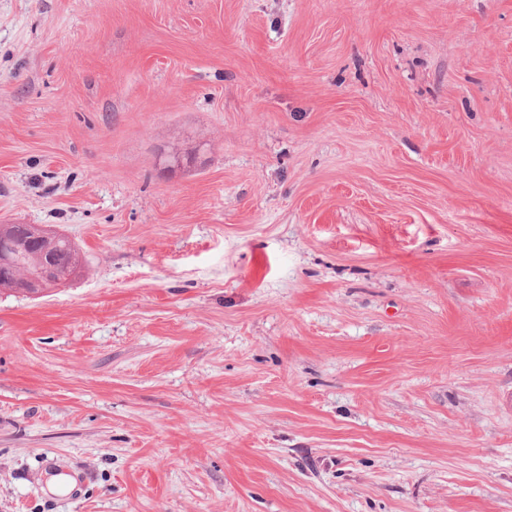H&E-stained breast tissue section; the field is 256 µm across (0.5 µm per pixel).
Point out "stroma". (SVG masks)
<instances>
[{"instance_id": "obj_1", "label": "stroma", "mask_w": 512, "mask_h": 512, "mask_svg": "<svg viewBox=\"0 0 512 512\" xmlns=\"http://www.w3.org/2000/svg\"><path fill=\"white\" fill-rule=\"evenodd\" d=\"M14 222L0 512H512V0H0ZM53 241L49 245L34 242L32 245L20 247L14 254V267L12 275L30 276L28 278L15 279L14 288L27 295L39 296L42 288H55L61 279L60 271L71 277V281L81 275L84 266L80 251L72 240L62 234L53 235ZM51 257L59 269L49 262L42 267L43 260ZM42 268V269H41ZM38 276L36 274L39 270ZM12 275L5 276L12 279Z\"/></svg>"}]
</instances>
